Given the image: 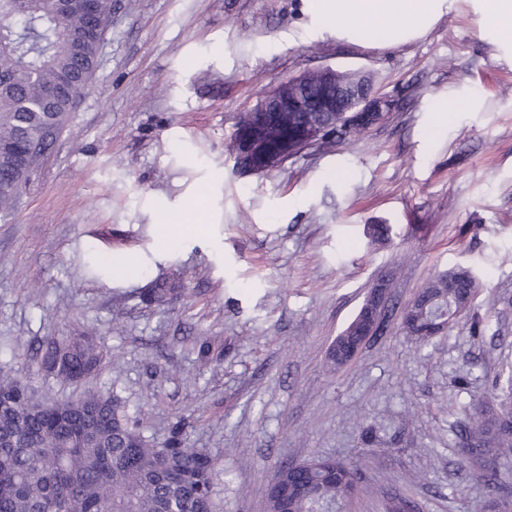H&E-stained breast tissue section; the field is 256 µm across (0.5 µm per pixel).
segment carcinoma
<instances>
[{
	"label": "carcinoma",
	"mask_w": 512,
	"mask_h": 512,
	"mask_svg": "<svg viewBox=\"0 0 512 512\" xmlns=\"http://www.w3.org/2000/svg\"><path fill=\"white\" fill-rule=\"evenodd\" d=\"M83 0H0V213L10 211L48 141L75 109L97 68L103 43ZM477 289L468 270L451 269L421 289L401 313L420 345L433 322L450 329ZM179 293L159 281L145 302L164 307ZM375 312L362 307L336 336L354 335ZM94 337L48 338L41 364L79 387L98 368ZM484 412L460 426L459 451L477 471L492 503L512 497L500 465L512 457V376ZM216 461L187 446L179 427L163 446L114 396L85 393L46 404L20 380L0 375V512H221L213 496ZM357 472L341 460L282 465L268 490L267 512H343Z\"/></svg>",
	"instance_id": "obj_1"
}]
</instances>
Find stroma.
<instances>
[{
  "label": "stroma",
  "instance_id": "obj_1",
  "mask_svg": "<svg viewBox=\"0 0 512 512\" xmlns=\"http://www.w3.org/2000/svg\"><path fill=\"white\" fill-rule=\"evenodd\" d=\"M323 67L369 74L395 108L350 140L236 169L240 115ZM451 94L471 105L438 120ZM161 224L206 235L158 260ZM128 254L124 285L99 272ZM455 267L478 287L449 333L422 349L395 316L326 369L377 282L400 309ZM158 280L180 287L163 309L142 300ZM83 332L102 360L81 389L120 396L154 444L181 424L217 462L224 512H266L275 469L311 457L356 469L346 512L399 495L415 512H490L446 403L475 414L512 366V47L476 0L385 48L314 27L303 0H112L88 90L0 215V371L46 403L73 395L35 350Z\"/></svg>",
  "mask_w": 512,
  "mask_h": 512
}]
</instances>
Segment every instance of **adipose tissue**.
Listing matches in <instances>:
<instances>
[{
    "mask_svg": "<svg viewBox=\"0 0 512 512\" xmlns=\"http://www.w3.org/2000/svg\"><path fill=\"white\" fill-rule=\"evenodd\" d=\"M314 24L340 39L364 30L397 46L421 36L443 16L448 0H304Z\"/></svg>",
    "mask_w": 512,
    "mask_h": 512,
    "instance_id": "obj_1",
    "label": "adipose tissue"
}]
</instances>
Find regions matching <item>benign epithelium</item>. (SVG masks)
<instances>
[{
  "instance_id": "obj_1",
  "label": "benign epithelium",
  "mask_w": 512,
  "mask_h": 512,
  "mask_svg": "<svg viewBox=\"0 0 512 512\" xmlns=\"http://www.w3.org/2000/svg\"><path fill=\"white\" fill-rule=\"evenodd\" d=\"M392 103L373 91L371 77L362 72L331 67L304 72L263 92L254 107L240 116L233 135L235 158L242 168L262 173L338 130L353 137L371 129L391 111ZM301 112L318 113L320 119L298 121L296 114ZM388 301L382 283L366 297L369 306L379 311L388 307ZM385 322L386 318L380 317L358 326L343 364L382 334Z\"/></svg>"
}]
</instances>
